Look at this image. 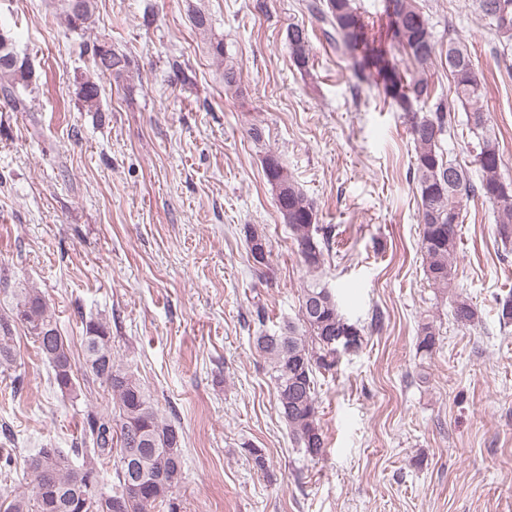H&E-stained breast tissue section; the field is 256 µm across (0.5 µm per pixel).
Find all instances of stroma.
I'll use <instances>...</instances> for the list:
<instances>
[{
	"label": "stroma",
	"instance_id": "stroma-1",
	"mask_svg": "<svg viewBox=\"0 0 512 512\" xmlns=\"http://www.w3.org/2000/svg\"><path fill=\"white\" fill-rule=\"evenodd\" d=\"M420 2L438 40L467 44L512 185V49L468 0ZM198 13L207 31L194 27ZM297 23L313 47L303 69L286 40ZM0 27L35 72L18 91L26 111L0 104V319L14 353L0 366V503L30 490L26 461L38 449L82 466L87 411L115 407L83 367L93 320L179 431L177 512H512V325L498 317L512 295V240L500 238L489 203L468 201L455 283L482 322L457 323L425 273L402 114L354 87L303 0H97L81 31L54 0H0ZM95 41L127 57L130 77L101 79V109L85 112L78 89ZM228 65L241 95L224 91ZM430 75L454 118L442 147L477 177L447 60ZM252 122L264 144L247 136ZM269 151L332 228L317 276L362 335L315 374L325 438L316 458L294 444L253 347L297 317L309 278L265 177ZM250 227L268 241L265 264L250 254ZM22 288L45 297L68 340L78 393L57 387L13 320ZM424 322L436 333L429 354L417 348Z\"/></svg>",
	"mask_w": 512,
	"mask_h": 512
}]
</instances>
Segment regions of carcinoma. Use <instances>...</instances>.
Returning a JSON list of instances; mask_svg holds the SVG:
<instances>
[{
	"label": "carcinoma",
	"instance_id": "1",
	"mask_svg": "<svg viewBox=\"0 0 512 512\" xmlns=\"http://www.w3.org/2000/svg\"><path fill=\"white\" fill-rule=\"evenodd\" d=\"M73 3L75 0H56L69 26L79 29L95 12L96 0H80L83 8L79 11ZM497 3L508 5L511 23L507 26L491 8ZM470 7L500 43L512 46V0H471ZM304 8L324 28L336 53L348 62L351 77L376 89L407 117L415 144L413 180L420 197V248L427 277L433 287L450 294L456 322L464 327L478 325L477 309L456 291L451 265L456 253V228L463 222L464 203L480 196L499 213L501 239L511 240L512 187L505 186L500 174L502 159L494 127L483 122L485 88L467 46L448 40V52L456 58L448 64V73L453 80L454 99L466 112L473 135V163L479 175L476 184L442 150V141L452 127L451 113L444 101L432 102L433 89L427 77L429 65L442 50L428 16L416 0H388L390 22L384 43L369 37L355 0H307ZM287 40L294 64L305 68L311 55L305 26H288ZM401 50L413 62L408 74L398 66L397 52ZM13 54V38L1 29L0 98L22 110L25 104L16 91L32 84L33 71L27 61H17ZM93 60L94 71L83 78L78 91L81 107L88 112L100 111L99 76L107 74L120 83L127 75L126 60L106 42L93 44ZM263 164L277 209L292 231L303 264L309 271L319 269L324 261L323 249L330 248L332 230L317 224L313 200L279 156L270 152ZM300 312L297 320L280 331L260 333L254 338V347L271 361L280 413L295 445L313 458L321 455L324 447L314 374L334 366L336 344L331 333L343 317L333 293L314 278L302 288ZM15 315L51 365L59 389L75 392L70 348L48 313L45 299L33 289H22ZM435 344L433 326L421 324L418 350L430 354ZM83 350L86 372L117 395L115 411L108 416L87 415L81 441L86 454L84 465L72 467L56 448H42L29 457L26 465L33 476L31 494L13 499L6 512H148V507L156 503H166L169 512H176L170 497L182 478L178 430L158 418L150 396L112 359V336L105 325L86 323ZM114 449L119 465L112 494H92L88 508L82 509V495L89 492V486H98V462Z\"/></svg>",
	"mask_w": 512,
	"mask_h": 512
}]
</instances>
